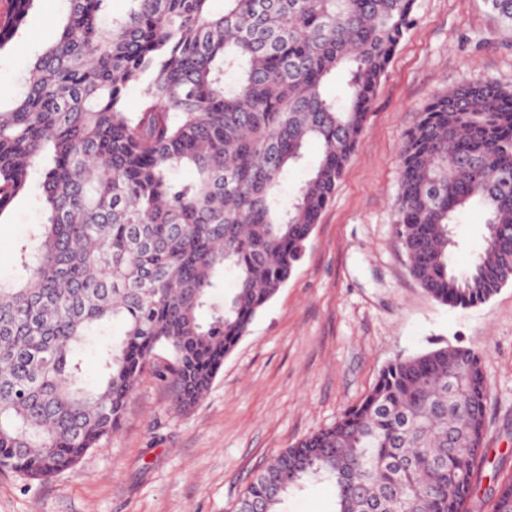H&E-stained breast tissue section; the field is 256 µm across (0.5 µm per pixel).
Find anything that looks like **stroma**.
Masks as SVG:
<instances>
[{"instance_id":"1","label":"stroma","mask_w":512,"mask_h":512,"mask_svg":"<svg viewBox=\"0 0 512 512\" xmlns=\"http://www.w3.org/2000/svg\"><path fill=\"white\" fill-rule=\"evenodd\" d=\"M59 14V0H37L0 53V99L17 93L28 62L56 39ZM469 76L512 90V28L488 0H416L301 261L207 395L176 411L161 377L170 355L157 350L104 447L45 481L0 470V512H233L276 454L332 425L389 362L444 346L478 352L489 382L484 488L512 472V285L473 308L442 305L411 277L393 229L405 136L434 95ZM40 221L28 196L0 216V276L16 274L14 245ZM450 231L454 269L467 272L486 245L484 217L466 212ZM284 508L333 512L334 488L306 483Z\"/></svg>"}]
</instances>
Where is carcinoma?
Masks as SVG:
<instances>
[{"label": "carcinoma", "instance_id": "carcinoma-1", "mask_svg": "<svg viewBox=\"0 0 512 512\" xmlns=\"http://www.w3.org/2000/svg\"><path fill=\"white\" fill-rule=\"evenodd\" d=\"M35 2L0 17V52ZM61 2L56 41L0 102V217L29 193L42 215L17 278L0 280V469L37 481L112 436L157 349L178 410L205 396L300 262L414 6L128 0L114 16L109 0ZM338 76L342 100L325 92ZM313 141L317 163L285 202L280 181ZM474 206L487 245L459 277L449 225ZM396 212L409 273L438 303L474 307L512 282V91L469 78L430 100L400 153ZM226 272L236 288L220 297ZM94 332L110 341L90 389L76 351ZM489 401L469 348L397 357L234 512H284L307 480L335 486V512H481ZM490 492L492 512H512V475Z\"/></svg>", "mask_w": 512, "mask_h": 512}]
</instances>
